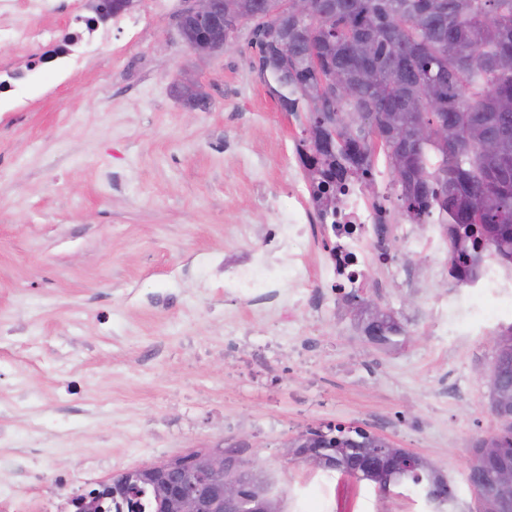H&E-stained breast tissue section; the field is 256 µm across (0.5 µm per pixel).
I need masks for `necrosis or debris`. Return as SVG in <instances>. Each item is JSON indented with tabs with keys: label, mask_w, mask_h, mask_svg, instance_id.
<instances>
[{
	"label": "necrosis or debris",
	"mask_w": 512,
	"mask_h": 512,
	"mask_svg": "<svg viewBox=\"0 0 512 512\" xmlns=\"http://www.w3.org/2000/svg\"><path fill=\"white\" fill-rule=\"evenodd\" d=\"M43 11V0H0V49L48 45L46 59L31 57L14 63L0 72V100H7L16 85L29 80L43 61L71 64L79 72L89 65L81 58L79 48L89 41L93 29L84 27L76 41H69L55 27H35L19 22V15H36ZM309 153L303 142H296L288 154L292 189L288 207L280 216L276 232L264 249L252 253L246 261L224 267V280L235 287L239 300L254 307L279 303L288 308L289 324H296L299 309L311 307L313 301L306 290L311 268L305 259L317 240H325L326 261L320 277L335 292L360 287L365 279L369 260L388 262L392 238H399L409 249L437 258L448 251V233L441 221H433L422 233H415L406 223L390 222L382 203V195L366 197L363 190L348 187L339 208L330 207L315 187L304 177ZM318 225L320 238H311L308 228ZM287 251L290 257L288 275L291 289H284L278 276L275 255ZM454 288L435 301V319L447 321L449 310L459 309L471 296L489 288H511L512 272H503L493 258H484L475 273L454 278Z\"/></svg>",
	"instance_id": "obj_1"
}]
</instances>
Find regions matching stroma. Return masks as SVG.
<instances>
[{"label": "stroma", "mask_w": 512, "mask_h": 512, "mask_svg": "<svg viewBox=\"0 0 512 512\" xmlns=\"http://www.w3.org/2000/svg\"><path fill=\"white\" fill-rule=\"evenodd\" d=\"M156 12L137 0L136 41L100 27L92 61L66 76L44 67L0 112V448H45L40 480L0 467V489L42 512L81 492L89 463L102 480L238 439L286 512H429L410 485L375 484L287 459L284 444L327 424L358 426L423 456L472 502L467 450L497 427L485 374L486 332L428 317L429 256L393 244L421 277L386 281L372 265L363 291L405 330L368 342L344 297L289 330L224 282V260L265 246L271 196L287 199L288 145L306 127L258 70L251 33L227 54H189L178 30L186 0ZM210 100L186 111L174 84ZM238 327L267 356L228 353Z\"/></svg>", "instance_id": "stroma-1"}]
</instances>
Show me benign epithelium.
<instances>
[{"instance_id": "obj_1", "label": "benign epithelium", "mask_w": 512, "mask_h": 512, "mask_svg": "<svg viewBox=\"0 0 512 512\" xmlns=\"http://www.w3.org/2000/svg\"><path fill=\"white\" fill-rule=\"evenodd\" d=\"M291 4L296 19L308 22L313 18L312 0H291ZM179 32L185 46L196 56L222 54L234 48L232 35L224 33V0H188ZM268 37L273 39L279 56L288 59V36L281 21L271 23ZM349 306L360 313L363 325L369 327L364 337L384 346L383 322L391 312L367 299L351 300ZM492 342L497 357L487 372L489 387L493 392L499 389L505 393L512 389L505 370L512 357V341L496 336ZM245 448L243 442L235 443L232 450L221 445L200 448L138 467L117 475L114 490L128 491L127 482L132 479L152 482L164 489V512H278L279 502L265 489L261 468L243 457L241 450ZM350 448L359 452L355 468L366 472L409 473L427 463L420 454L377 435L367 444L339 436L326 444L300 434L285 444L290 459L333 470L346 462ZM510 454L512 448H469L467 482L478 492L482 512H512V465L503 463L495 470L491 482L483 480L488 460Z\"/></svg>"}]
</instances>
